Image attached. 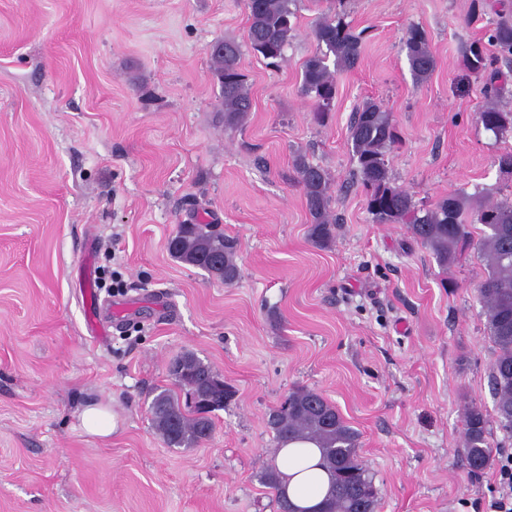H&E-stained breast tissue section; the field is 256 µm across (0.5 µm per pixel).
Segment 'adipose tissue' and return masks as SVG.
<instances>
[{"mask_svg":"<svg viewBox=\"0 0 512 512\" xmlns=\"http://www.w3.org/2000/svg\"><path fill=\"white\" fill-rule=\"evenodd\" d=\"M280 490L301 512H315L331 483L320 467V452L310 442H292L279 448Z\"/></svg>","mask_w":512,"mask_h":512,"instance_id":"adipose-tissue-1","label":"adipose tissue"}]
</instances>
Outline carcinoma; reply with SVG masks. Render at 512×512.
Listing matches in <instances>:
<instances>
[{"label":"carcinoma","mask_w":512,"mask_h":512,"mask_svg":"<svg viewBox=\"0 0 512 512\" xmlns=\"http://www.w3.org/2000/svg\"><path fill=\"white\" fill-rule=\"evenodd\" d=\"M298 0H245L248 40L252 51L276 63L296 31ZM497 2L490 7L495 18L487 29V43L469 45L468 69L481 80L486 99L478 118L497 137L512 133V109L502 106V92L512 78L499 63L512 66V9ZM316 50L302 70L301 91L314 99L313 118L322 123L336 96V74L354 66L360 56L362 34L355 33L341 12L324 13L313 28ZM407 59L415 80L427 81L435 59L420 29L409 31L405 41ZM240 48L232 41H217L210 52L211 66L218 75L223 98L224 124L244 125L252 110L246 76L239 68ZM396 128L383 102L369 99L354 113L350 125V147L356 160V175L367 192V206L378 224H405L415 241L429 248L442 267L456 261L458 246L469 236L472 223L484 226L480 251L489 268L479 288L489 337L496 347L492 364L495 422L512 435V200L481 201V194L460 193L420 207L413 196L393 183L386 154L395 142ZM311 217L309 240L318 247L335 238L338 218L332 209V183L319 166L303 156L295 161ZM170 255L208 272L214 279L231 284L240 277L237 243L224 236L215 224H180L168 240ZM170 372L179 392L163 389L150 406L151 424L166 445L194 448L207 442L214 431V412L234 396L233 389L196 355L177 357ZM268 427L281 443L311 441L322 452V464L332 476L330 490L318 512H375L373 476L359 460V434L340 415L336 406L320 392L299 388L288 393L273 409ZM489 419L477 405L468 407L463 429L466 461L473 470L490 466L493 449L488 442Z\"/></svg>","instance_id":"1"}]
</instances>
